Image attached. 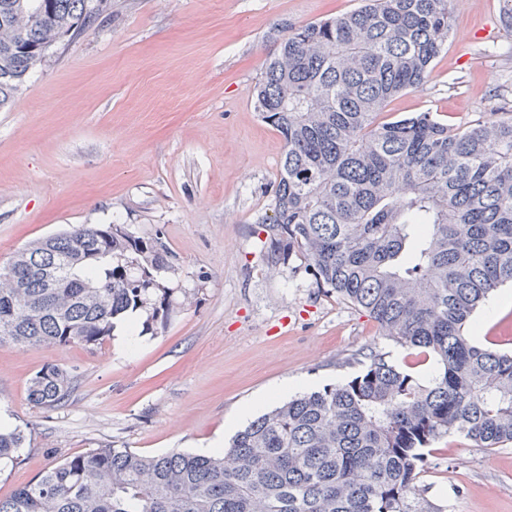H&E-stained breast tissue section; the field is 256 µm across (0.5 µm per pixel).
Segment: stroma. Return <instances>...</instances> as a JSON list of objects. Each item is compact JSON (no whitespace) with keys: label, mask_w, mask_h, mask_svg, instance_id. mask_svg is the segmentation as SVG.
I'll return each mask as SVG.
<instances>
[{"label":"stroma","mask_w":512,"mask_h":512,"mask_svg":"<svg viewBox=\"0 0 512 512\" xmlns=\"http://www.w3.org/2000/svg\"><path fill=\"white\" fill-rule=\"evenodd\" d=\"M82 36L51 50L0 111V265L75 224L163 228L178 272L164 317L137 313L131 348L0 346V417L25 443L0 472V498L95 448L197 454L231 441L225 421L279 404L284 380L310 392L347 379L366 354L405 349L365 313L318 288L293 256L269 272L255 233L283 140L252 91L288 24L358 0H110ZM453 34L421 88L382 120L430 111L466 126L512 112V43L498 0H451ZM75 387L35 406L28 381L45 364ZM416 512H512V445L444 436L430 447Z\"/></svg>","instance_id":"stroma-1"}]
</instances>
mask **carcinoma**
Instances as JSON below:
<instances>
[{
    "label": "carcinoma",
    "mask_w": 512,
    "mask_h": 512,
    "mask_svg": "<svg viewBox=\"0 0 512 512\" xmlns=\"http://www.w3.org/2000/svg\"><path fill=\"white\" fill-rule=\"evenodd\" d=\"M103 0H0V109L48 51L85 33ZM253 88L284 151L272 216L258 222L267 269L292 256L317 287L431 363L427 380L383 353L356 375L261 414L213 455L95 448L0 499V512H416L425 450L455 434L512 443V352L469 336L512 284V115L465 127L432 112L380 121L421 87L448 45L450 0H360L287 25ZM162 232L77 224L0 267V346L97 348L114 320L169 310L175 271ZM68 262L52 288L41 270ZM71 374L45 364L29 400L53 408ZM23 433L0 428V471Z\"/></svg>",
    "instance_id": "cac0c4a2"
}]
</instances>
